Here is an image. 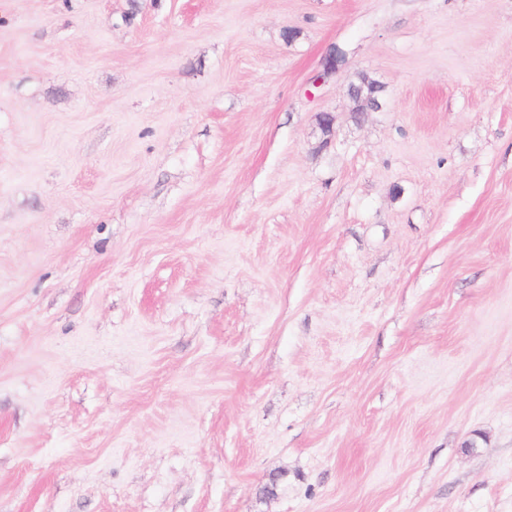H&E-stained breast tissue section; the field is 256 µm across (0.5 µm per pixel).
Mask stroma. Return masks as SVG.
Here are the masks:
<instances>
[{
	"label": "stroma",
	"mask_w": 512,
	"mask_h": 512,
	"mask_svg": "<svg viewBox=\"0 0 512 512\" xmlns=\"http://www.w3.org/2000/svg\"><path fill=\"white\" fill-rule=\"evenodd\" d=\"M0 512H512V0H0Z\"/></svg>",
	"instance_id": "35a3bbf8"
}]
</instances>
